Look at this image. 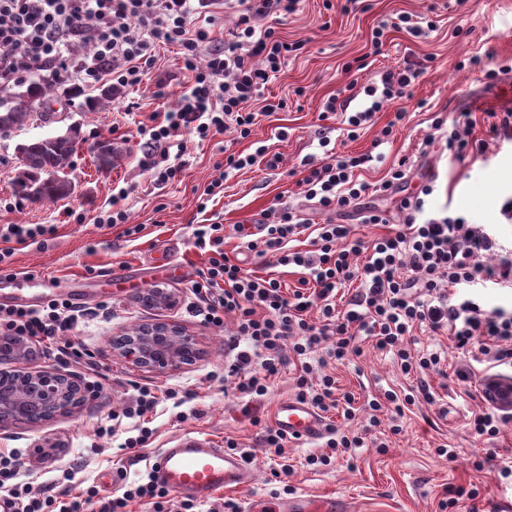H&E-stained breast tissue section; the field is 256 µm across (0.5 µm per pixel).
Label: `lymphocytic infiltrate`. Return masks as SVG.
<instances>
[{
  "mask_svg": "<svg viewBox=\"0 0 512 512\" xmlns=\"http://www.w3.org/2000/svg\"><path fill=\"white\" fill-rule=\"evenodd\" d=\"M299 6L300 0H0V83L41 71L55 83L111 82L118 98L155 70L158 45L176 47L178 63L192 83L176 108L149 128L152 149L143 162L151 178L169 182L182 173L181 164L171 161L169 147L183 133L202 142L227 132L243 140L251 135L258 114L284 109L281 100L265 103L258 113L251 106L288 57L303 47L302 42L283 40L275 28ZM214 8L235 16L221 42L197 19ZM269 17L274 20L270 26L265 23ZM425 70L421 60L385 69L362 86L365 99L357 110L337 94L328 98L325 109L343 112L348 137H358L374 114L406 96ZM431 127L451 160L486 149L484 141L475 139L471 121L451 123L438 113ZM363 163L360 157L333 155L323 165H308L299 180L304 198L328 213L329 221L312 226L288 208L274 207L265 215L262 236L247 240V249L270 258L272 265L303 270L292 293H284L279 279L255 275L235 263L224 250L223 224L196 225L195 245L209 256L191 283L200 302L195 312L216 328L232 319L224 379L240 395L263 399L271 379L291 366L297 372L298 400L324 412L340 410L344 421H354L351 397L336 395L333 368L360 356L362 342L369 341L402 374L443 373L440 353L418 348L421 333L450 338L468 361L456 372L460 381L512 369V311L485 308L477 298L484 288H512V249L500 244L486 225L456 211L425 217L423 198L433 191L429 183L419 195L401 200L402 223H390L382 211L363 202L368 186L355 175ZM354 208L361 223L382 227V234L366 242L353 237L350 225L336 223V215ZM310 229L315 232L313 250L294 249V238ZM350 283L356 286L354 293L345 306H337L339 290ZM80 317V309L61 295L38 310L0 307V335L54 346L79 363L88 355L72 339ZM175 397L172 390L159 395L150 387H137L134 403L123 415L138 420V434L126 438L124 448L146 447L154 434L143 424L146 415ZM419 399L430 406L439 403L424 383L414 393L381 392L368 403L371 426L380 425L384 411L403 417ZM21 468L17 453L0 454V492L16 502L18 512H49L53 506L58 512H126L131 502L168 496L151 479L122 486L107 499L89 487L59 504L54 496L33 495L28 484L19 483Z\"/></svg>",
  "mask_w": 512,
  "mask_h": 512,
  "instance_id": "obj_1",
  "label": "lymphocytic infiltrate"
}]
</instances>
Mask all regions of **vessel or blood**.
I'll use <instances>...</instances> for the list:
<instances>
[{
  "instance_id": "b4317fda",
  "label": "vessel or blood",
  "mask_w": 512,
  "mask_h": 512,
  "mask_svg": "<svg viewBox=\"0 0 512 512\" xmlns=\"http://www.w3.org/2000/svg\"><path fill=\"white\" fill-rule=\"evenodd\" d=\"M274 422L288 437L320 438L325 423L310 405L288 399L277 404ZM158 484L178 495L207 499L226 490L247 491L252 474L242 457L227 452L208 438L184 435L159 449L151 466ZM245 512H349L343 497L297 495L278 502L248 495Z\"/></svg>"
}]
</instances>
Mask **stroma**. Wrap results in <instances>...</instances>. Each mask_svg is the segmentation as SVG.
<instances>
[{
  "instance_id": "35a3bbf8",
  "label": "stroma",
  "mask_w": 512,
  "mask_h": 512,
  "mask_svg": "<svg viewBox=\"0 0 512 512\" xmlns=\"http://www.w3.org/2000/svg\"><path fill=\"white\" fill-rule=\"evenodd\" d=\"M343 0H303L297 14L277 26L288 41H301L305 49L289 62L266 93L285 99V109L259 116L250 138L234 141L232 134L216 136L197 144L184 135L185 167L176 182L161 184L143 171L147 135L140 125L150 124L154 114L175 108L189 78L179 69L174 49L159 53V62L139 90L117 100H105L95 111H83L78 100L68 99L65 86H57L51 122L31 115L8 134L0 135V225L52 224L57 232L44 246H17L6 267L14 274L13 294L0 289V306L23 303L31 309L44 306L38 283L51 277L56 293H78L79 307L87 316L78 325V341L90 352V363L77 364L56 350L38 347L36 359L19 363L22 371L61 373L84 384L88 399L72 414L58 416L32 427L0 426V452L23 450V471L34 493H42L51 477L42 472L40 458L48 449L58 451L56 471L74 472V486L96 487L110 495L113 475L127 483L146 481L158 449L176 437L191 433L215 443L236 439L254 456L251 493L274 498L289 495H336L345 498L350 512H441L440 501L451 487L463 488L456 512H512V489L500 485L498 471L512 463V430L491 442L474 439L467 422L482 409L474 385L455 376L429 372L425 376H401L392 360L372 347L361 357L336 368V386L354 397L360 406L359 426L367 427L365 404L382 387H409L426 381L440 396V407L416 402L407 411L401 434L384 429L368 430L363 448L355 454L338 455L331 465L312 470L305 465L308 455L323 452L324 441H288L285 457L292 469L286 483L275 481L274 467L256 441L254 419L272 422L276 405L294 398V373L285 371L273 383L269 395L246 402L224 387V331L205 326L190 306L194 297L190 282L206 264L207 256L194 245L193 230L204 221L224 226V250L255 274L267 275L263 258L245 251L238 228L263 223L272 207H287L299 217L320 224L325 213L307 201L297 185L305 162L321 163L326 149L351 156L369 155L357 171L361 180H381L399 158H408L411 169L404 194L373 195L369 202L386 213L391 223L401 218L397 205L402 195L415 194L426 182L434 192L425 198V213L431 217L447 210L464 214L470 221L492 225L499 241L512 246V223H502L499 210L512 195V142L494 139L487 115L512 108V71L486 78L482 69L459 68L472 55L490 56L494 61L512 60V0H357L352 11L343 12ZM435 21L428 37L414 39L394 32L380 54H372L369 36L374 26L397 12ZM433 57L434 62L414 84L409 97L376 113L357 139H347L341 117L322 119L329 96L350 80L366 82L386 66L406 60ZM351 72H344V64ZM133 104L132 114L123 107ZM405 110L395 136L381 141V131L396 110ZM458 119L471 113L476 138L485 140L483 154L472 153L462 161H449L441 142H430L433 113ZM77 133V151L67 178L71 191L45 203L24 199L16 191L23 166L18 144L46 134ZM286 138H279V130ZM109 139L121 145L124 155L109 169L98 168L93 147ZM328 147H321V140ZM236 151L254 152L264 145L268 156H278L277 167L266 158L249 169L220 177L217 163L224 160L225 144ZM223 178L224 193L208 203L200 196L211 180ZM123 188L130 223L141 225L139 234L119 236L117 230L95 224L106 208L114 188ZM125 270L128 285L115 288L112 274ZM162 288L173 297L170 306H150L141 301L142 292ZM165 322L193 336L200 355L191 363L153 372L113 355V337L132 327ZM150 386L172 389L178 401L162 403L152 418L155 433L148 447L135 451L113 448L99 438L97 429L104 414L121 409L134 400V389ZM250 414H243V407ZM386 451H378L379 443ZM455 448L457 455L438 456V445ZM497 448L482 470L472 461L484 446Z\"/></svg>"
}]
</instances>
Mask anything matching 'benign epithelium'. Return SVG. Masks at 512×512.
Segmentation results:
<instances>
[{
    "label": "benign epithelium",
    "mask_w": 512,
    "mask_h": 512,
    "mask_svg": "<svg viewBox=\"0 0 512 512\" xmlns=\"http://www.w3.org/2000/svg\"><path fill=\"white\" fill-rule=\"evenodd\" d=\"M0 343L10 347L13 362L34 356L31 344L17 336H0ZM112 351L133 358L134 364L164 372L195 359L196 344L179 329L156 324L143 329L139 336L112 337ZM85 404V394L73 379L57 373H24L19 394L14 399H0V423L15 420L16 410L32 406L42 420L70 413L74 406Z\"/></svg>",
    "instance_id": "7a95c632"
}]
</instances>
